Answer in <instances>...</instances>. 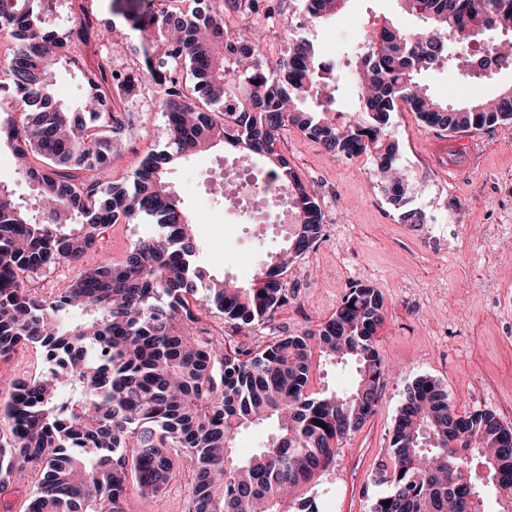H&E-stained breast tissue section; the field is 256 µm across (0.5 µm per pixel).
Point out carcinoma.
<instances>
[{
  "mask_svg": "<svg viewBox=\"0 0 512 512\" xmlns=\"http://www.w3.org/2000/svg\"><path fill=\"white\" fill-rule=\"evenodd\" d=\"M173 2L128 16L141 43L136 70L117 72L103 58L82 72L81 121L55 100L48 63L85 65L91 22L75 18L57 31L46 22L50 0H0V38L11 43L0 59V94L11 98L0 144L19 159L17 174L41 203L36 217L0 184V356L23 345L59 358L30 379L0 378L9 387L0 404V493L15 474L42 469L28 512H126L133 491L161 497L182 456L193 464V512H284L288 491L325 471L375 413L393 367L379 352L383 299L367 286L349 289L317 329L256 350L231 347L201 325L200 311L211 306L236 330L270 321L288 304L289 261L322 236L321 207L281 154L282 134L291 126L336 155L372 157L399 203L403 174L390 118L401 105L450 133L512 123V86L490 105L450 107L418 81L449 64L448 43L465 55L487 31L503 39L483 51L511 62L502 48L512 37V0H399L423 28L380 27V43L349 71L361 107L343 121L331 117L337 69L312 42L293 46L272 68L262 61L250 33L275 18L272 0H192L187 10ZM345 2L305 0L309 22L322 25ZM233 14L240 49L231 55L224 35ZM181 63L194 78L189 94ZM147 76L166 118V148L150 152L125 183L79 178L112 167L128 116L115 103L138 96ZM310 98L314 109L305 106ZM228 99L238 111L224 112ZM215 143L262 156L304 226L245 285L197 265L192 224L166 180L176 162ZM145 216L160 232L138 239L120 262L80 272L53 297L38 299L25 285L30 274L79 262L99 228ZM315 351L355 364L350 391H308ZM255 426L268 428L264 447L239 454L236 436ZM390 444V464L381 468L388 491L371 512H485L481 463L497 512H512V430L492 412L461 415L439 383L419 378Z\"/></svg>",
  "mask_w": 512,
  "mask_h": 512,
  "instance_id": "1",
  "label": "carcinoma"
}]
</instances>
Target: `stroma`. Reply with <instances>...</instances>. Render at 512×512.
Segmentation results:
<instances>
[{"mask_svg": "<svg viewBox=\"0 0 512 512\" xmlns=\"http://www.w3.org/2000/svg\"><path fill=\"white\" fill-rule=\"evenodd\" d=\"M80 2L92 24L107 20L125 30L122 59L126 65L135 64L139 35L127 29L119 5L114 0ZM275 4L279 25L266 30L261 45L262 58L271 65L300 39L311 40L322 57L345 63L359 55V37L375 23L419 25L401 12L397 0H348L329 24L317 28L307 25L303 0ZM419 80L433 97L457 106L468 97L490 98L512 86V67L485 73L432 70ZM131 122L109 181H126L150 151L162 149L169 139L162 112H139ZM391 123L409 183V206L421 213L424 223L441 225L443 243L430 241L416 225L402 221L374 176L372 159L336 156L291 128L282 152L318 198L326 235L290 266L285 279L288 305L253 334H238L217 310L201 314L214 335L254 349L316 329L336 311L351 286H371L382 294L380 352L394 372L381 390L374 415L343 441L320 477L298 488L297 498L315 497L321 512H369L386 493L376 466L390 459L394 420L407 387L418 378L437 380L457 411L486 409L512 427V248L506 251L507 261H490L497 245L477 235L481 225L494 221L512 225V209L494 212L488 207L489 200L512 190V134L498 126L478 129L481 144L475 161L452 172L447 131L420 133V121L412 112L394 113ZM265 170L261 157H242L218 144L169 171V186L194 225L198 262L210 275L248 282L270 254L285 247L289 223H238L228 199L211 193L212 182L258 178ZM208 211L223 213V223H203ZM156 230L146 219L110 225L80 267L119 262L138 238ZM191 469L190 460H182L161 501L130 494L126 512H192Z\"/></svg>", "mask_w": 512, "mask_h": 512, "instance_id": "stroma-1", "label": "stroma"}]
</instances>
